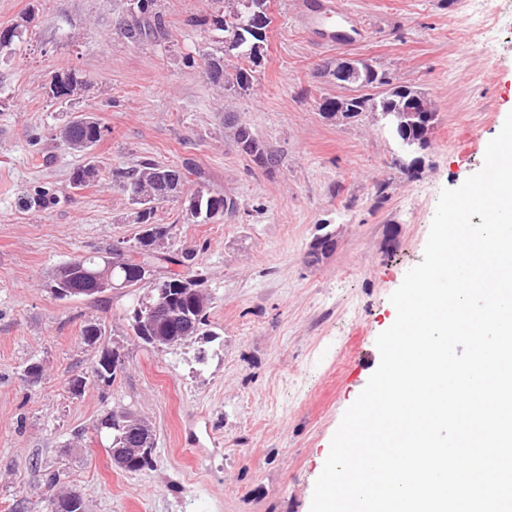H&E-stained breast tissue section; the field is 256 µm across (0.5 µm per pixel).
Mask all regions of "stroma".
<instances>
[{
  "mask_svg": "<svg viewBox=\"0 0 512 512\" xmlns=\"http://www.w3.org/2000/svg\"><path fill=\"white\" fill-rule=\"evenodd\" d=\"M356 21L357 42L306 30L296 0H268L271 23L252 88L228 92L187 67L209 52L243 66L224 34L190 25L213 0H158L168 41L131 45L115 32L129 0H0V30L23 36L0 51V512H42L45 476L78 492L86 512H310L314 484L345 410L379 365L390 295L421 262L442 189L481 169L488 142L512 112V0H494L474 39L471 0H331ZM365 61L421 92L437 124L419 165L401 153L378 113L339 124L324 100L349 95L325 72ZM88 84L80 109L105 126L86 155L53 135L67 107L52 72ZM244 124L279 160L268 169L231 135ZM104 172L150 160L193 163L235 213L205 224L159 204L168 248L196 252L208 278L212 334L174 352L134 335L130 314L147 288L57 299L59 266L113 244L132 245L134 208L111 180L72 187L82 159ZM56 194L37 209L35 188ZM337 246L307 253L318 225ZM90 322L94 344L81 331ZM125 366L112 383L89 374L103 351ZM42 367L38 381L27 368ZM87 376L79 394L70 380ZM147 418L152 467L118 468L98 431L115 408Z\"/></svg>",
  "mask_w": 512,
  "mask_h": 512,
  "instance_id": "obj_1",
  "label": "stroma"
}]
</instances>
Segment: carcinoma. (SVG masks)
I'll return each instance as SVG.
<instances>
[{
    "label": "carcinoma",
    "mask_w": 512,
    "mask_h": 512,
    "mask_svg": "<svg viewBox=\"0 0 512 512\" xmlns=\"http://www.w3.org/2000/svg\"><path fill=\"white\" fill-rule=\"evenodd\" d=\"M268 0H224V12L213 15L206 24L224 36L232 39L233 46L241 51L244 58L255 63L260 56V44L266 38L269 25L267 16ZM120 34L130 43L159 42L167 38V22L162 12L156 10L155 0H138L136 18L120 27ZM202 67L210 69L211 82L224 84L226 90L247 92L252 86V75L246 69H238L231 74L224 72L223 58L203 53L199 59L186 57V64L192 67L196 61ZM86 86L84 77L73 69L61 70L54 74L49 84V92L56 99L67 103L77 99ZM423 107L420 94L406 87H397L382 95H360L351 105L358 112L378 110L380 112H404L409 104ZM105 127L92 116L78 114L69 117L56 138L70 152H84L101 140ZM195 178L198 188L191 194H184V187ZM100 178L97 165L91 161L75 167L70 174V184L74 187L85 186ZM205 173L199 168L178 165H159L144 161L130 168L112 170V181L118 183L128 194L132 203L141 206L136 212L135 223L143 226L136 237L135 252L159 264H173L180 267L194 265L195 255L190 251L175 253L167 251L161 256H152L150 238L146 226L164 228L156 224V205L164 202H180L188 218L195 223H205L217 215L231 213L237 208L234 198L212 191L205 184ZM166 286L177 285L173 292L169 314L151 321V336H185L192 340L206 333L209 303L205 294L206 278L201 274L184 276L171 270L165 277ZM114 463L129 472L142 470L150 463L141 461L138 456L126 448H114L111 452ZM46 512H85L81 497L67 495L57 502L46 500Z\"/></svg>",
    "instance_id": "1"
}]
</instances>
